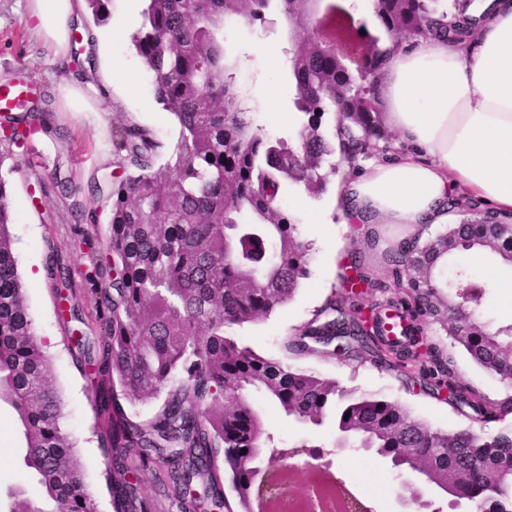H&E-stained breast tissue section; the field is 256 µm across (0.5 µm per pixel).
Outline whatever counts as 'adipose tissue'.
I'll list each match as a JSON object with an SVG mask.
<instances>
[{"mask_svg":"<svg viewBox=\"0 0 512 512\" xmlns=\"http://www.w3.org/2000/svg\"><path fill=\"white\" fill-rule=\"evenodd\" d=\"M83 0H27L22 19L66 56ZM472 43L427 38L392 54L384 76L385 122L407 151L373 162L342 188L348 218L370 215L416 236L448 221L452 194L512 214V0H484Z\"/></svg>","mask_w":512,"mask_h":512,"instance_id":"obj_1","label":"adipose tissue"}]
</instances>
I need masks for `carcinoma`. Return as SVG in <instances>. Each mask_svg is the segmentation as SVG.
Returning <instances> with one entry per match:
<instances>
[{
  "instance_id": "cac0c4a2",
  "label": "carcinoma",
  "mask_w": 512,
  "mask_h": 512,
  "mask_svg": "<svg viewBox=\"0 0 512 512\" xmlns=\"http://www.w3.org/2000/svg\"><path fill=\"white\" fill-rule=\"evenodd\" d=\"M110 0H86L96 24L108 19ZM142 23L132 37L154 75L156 99L177 121V139L165 144L129 120L113 135L116 163L108 234L92 258L102 314L98 350L79 362L95 406L94 435L110 458L105 485L113 512H146L130 479L132 464L162 463L176 489L200 481L219 512H249L250 490L240 461L278 448L250 399L261 392L288 419L320 427L334 423V447L366 448L392 464L412 449L413 461L453 474L451 496L468 497L477 512H512V494L485 499L481 488L512 465V428L491 438L469 430L444 433L411 416L398 403L360 395L335 381L265 357L230 333L285 306L311 275L310 244L283 207L288 184L320 197L336 173V139L349 137L346 163L376 150L391 151L380 124V81L386 49L372 57V82L355 86L336 60L306 33L291 42L290 102L297 116L288 135L270 137L235 83L236 60L224 54V21L253 25L277 10L308 24L313 0H144ZM474 0H375L372 15L388 42L430 35L465 41L482 17ZM338 117L328 134L326 114ZM45 112L33 104L0 117L24 139ZM0 145V402L17 415L23 460L35 472L43 497L20 489L0 499V512H98L84 480L75 443L65 430L62 400L49 385L50 364L37 336L22 288L9 227L3 165L13 158ZM479 202L451 196L448 212L462 215ZM484 249L512 266V224L493 210L474 223L451 224L435 242L389 254L403 270L394 295L373 309L376 332L361 329L360 316L312 323L300 335L349 337L357 352L380 366L403 368L419 361L423 320L452 331L453 339L482 368L512 379V323L488 328L477 317L486 284L461 267L454 277L468 284L452 299L438 291L432 270L455 254ZM55 301L66 300L71 268L52 253L46 263ZM114 289L117 298L110 296ZM396 317L405 340L391 346L384 325ZM157 404L139 421L127 406ZM230 481L234 499L224 493Z\"/></svg>"
}]
</instances>
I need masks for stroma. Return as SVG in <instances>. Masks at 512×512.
<instances>
[{
  "instance_id": "stroma-1",
  "label": "stroma",
  "mask_w": 512,
  "mask_h": 512,
  "mask_svg": "<svg viewBox=\"0 0 512 512\" xmlns=\"http://www.w3.org/2000/svg\"><path fill=\"white\" fill-rule=\"evenodd\" d=\"M80 31L86 51L104 52L133 70L132 85L110 84L106 70L100 67L95 70L97 82L92 85L80 83L70 61L47 66L42 42L21 19L19 0H0V78L17 74L30 89L40 91L48 101L53 126L52 132L32 136L13 159L18 169L8 177L15 214L10 231L29 312L50 359L49 383L62 396L63 424L76 444L86 481L97 493L100 512H112L104 481L109 461L93 433L95 415L91 396L78 370L79 352L66 340V328L43 271L47 244L52 241L75 273L85 272L89 256L104 245L110 210L101 196L93 198L83 193L74 201L61 198L53 179L68 177L83 186L93 178L100 186H107L115 170L112 156L115 127L132 118L150 128L161 140L170 142L177 138L178 126L158 104L154 76L135 54L130 38L101 47L97 44V26L85 24ZM294 35L292 24L283 18L271 29L234 21L224 26V51L238 63L236 79L247 92L251 111L272 136L283 134L294 122L288 109L290 80L286 55ZM66 81L80 84L90 111H68L60 91L61 83ZM60 127L67 130V139L54 136V129ZM346 174V167H339L330 178L326 192L316 200L307 198L300 202L294 191L283 192L284 204L296 218L301 237L312 245L311 276L286 306L267 319L237 329L236 334L243 343L266 357H286L284 346L296 329L312 321L330 296H344L343 279L351 255L364 256L373 279L385 283L392 279L393 267L384 251L402 241L403 233L396 225L346 224L340 207L335 204ZM76 201L95 209L97 223H76L71 212ZM493 274L494 286L487 291L480 317L482 322L496 327L512 322V270L500 269ZM424 334L436 347L438 363L451 372L459 387L479 392L491 401L512 396V384L500 382L476 365L440 324L425 325ZM289 360L291 365L336 381L345 389L375 393L396 401L413 417L437 430L472 429L493 435L512 427V414L496 421L483 419L468 405L448 402L426 387L419 375L380 369L367 360H345L325 353L320 345ZM255 404L283 447L315 435L328 444L335 435L328 423L310 430L289 421L277 405L263 396H256ZM0 446L7 450L6 457L0 461V492L21 487L30 495H38L37 479L23 461L15 414L3 402L0 403ZM331 459L332 472L356 494L365 492L364 477L393 476L385 460L371 453L344 451L332 454ZM135 484L138 494L147 502V512H179L175 490L166 482L163 472L140 471Z\"/></svg>"
}]
</instances>
